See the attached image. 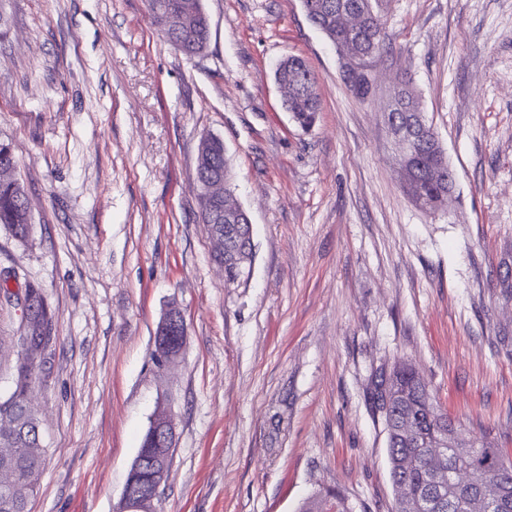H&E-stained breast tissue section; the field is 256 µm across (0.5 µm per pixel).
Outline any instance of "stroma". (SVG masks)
<instances>
[{
    "label": "stroma",
    "instance_id": "1",
    "mask_svg": "<svg viewBox=\"0 0 512 512\" xmlns=\"http://www.w3.org/2000/svg\"><path fill=\"white\" fill-rule=\"evenodd\" d=\"M202 5L211 38L190 58L148 0H0V144L32 217L23 240L0 227V272L55 313L31 512H120L161 404L176 436L156 512H296L328 488L391 512L369 391L398 361L512 457V0H376L390 49L363 102L301 0ZM291 55L317 79L308 131L274 76ZM406 81L455 174L434 213L405 195L387 123ZM207 135L253 225L229 286L201 218ZM172 305L187 336L163 370ZM19 321L0 305L1 395Z\"/></svg>",
    "mask_w": 512,
    "mask_h": 512
}]
</instances>
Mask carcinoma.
<instances>
[{
    "label": "carcinoma",
    "mask_w": 512,
    "mask_h": 512,
    "mask_svg": "<svg viewBox=\"0 0 512 512\" xmlns=\"http://www.w3.org/2000/svg\"><path fill=\"white\" fill-rule=\"evenodd\" d=\"M373 0H302L303 8L310 22L332 43L342 33V18L349 11L365 14L364 27L353 37L351 63L345 71L346 83L359 98L368 96L370 83L367 63L387 47V34L381 17L374 11ZM198 19L188 30H173L169 41L183 54H201L210 40L209 16L202 5H197ZM275 79L287 88L284 101L291 119L303 130L311 129L320 112L317 80L306 61L299 56L282 60L275 71ZM406 108L391 112L397 126L413 140V152L407 156L406 192L422 209L435 211L448 201V191L453 181L434 176V169L446 160L445 152L432 127L422 123L421 109L414 89L406 83L402 86ZM224 178L229 183L228 162L224 142L213 137L202 159L197 161V179L206 182L212 178ZM28 205L24 186L17 183H0V224L7 227L12 235L24 239L30 234ZM229 247L247 257L253 255L252 225L242 224L226 232ZM250 272V264L239 260H225V281L237 283ZM25 293L31 299L32 317L42 320L46 334L39 344L46 348L53 342V311L46 301L43 289L36 283H25ZM28 368L15 361L13 390L0 399V432L7 435V446L0 450V467L9 468L13 484L0 486V512H30L29 503L35 496L43 473L44 450L41 446L37 420L31 410L30 401L40 384V375L34 374L27 380ZM375 411L384 418L387 432V452L390 476L393 484H405L411 493L420 496L423 512H472L471 500L479 491L467 490L450 482L440 485L433 480L423 454L424 444L439 436L437 421L448 413L435 405L423 413L418 423L419 436L410 440L400 429V419L409 412L420 410L431 400L426 384L418 374L406 365L396 366L380 380L370 392ZM492 458L488 469L487 484H497L501 477L496 472L499 465L508 463L498 445L483 438L475 449L453 448L445 458L448 472L462 470L475 461ZM298 512H352L344 495L338 490L319 492L305 499Z\"/></svg>",
    "instance_id": "1"
}]
</instances>
